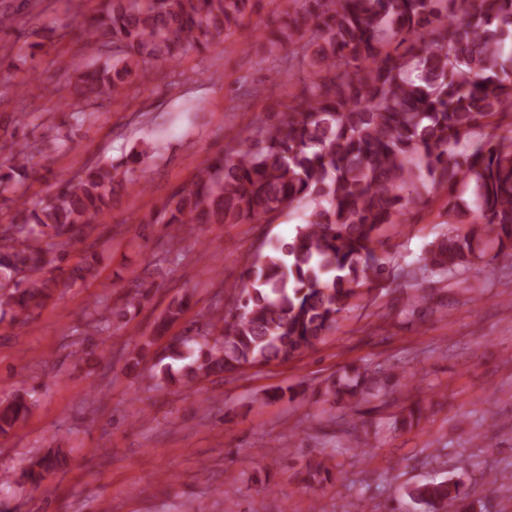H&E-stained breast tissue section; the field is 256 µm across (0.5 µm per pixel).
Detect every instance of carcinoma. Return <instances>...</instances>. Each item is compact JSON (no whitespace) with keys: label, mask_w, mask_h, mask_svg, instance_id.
Listing matches in <instances>:
<instances>
[{"label":"carcinoma","mask_w":512,"mask_h":512,"mask_svg":"<svg viewBox=\"0 0 512 512\" xmlns=\"http://www.w3.org/2000/svg\"><path fill=\"white\" fill-rule=\"evenodd\" d=\"M261 0H100L88 18L83 51L66 88L38 78L24 93L63 91L87 106L125 96L146 65L178 63L195 48L228 36ZM274 50L299 46L304 76L288 85L274 121L245 137L248 145L214 155L176 188L146 223L174 224L189 236L197 224L272 222L302 211L291 241L258 255L228 296L224 314L198 330L202 339L172 345L166 383L239 373L289 361L325 341L343 314L359 306L389 272L385 230L412 203L447 191L448 230L421 261L453 273L488 254L512 255V0H286L265 37ZM0 126V314L29 321L61 288L95 282L101 257L67 248L94 230L114 185L128 170L84 164L69 182L35 202L17 194L27 178L29 145ZM470 201H455L458 187ZM383 376L353 368L325 394L360 404L386 389ZM24 391L0 399V434L31 414ZM66 458L48 451L22 477L38 485ZM406 495L437 512H464L462 483H417Z\"/></svg>","instance_id":"cac0c4a2"}]
</instances>
